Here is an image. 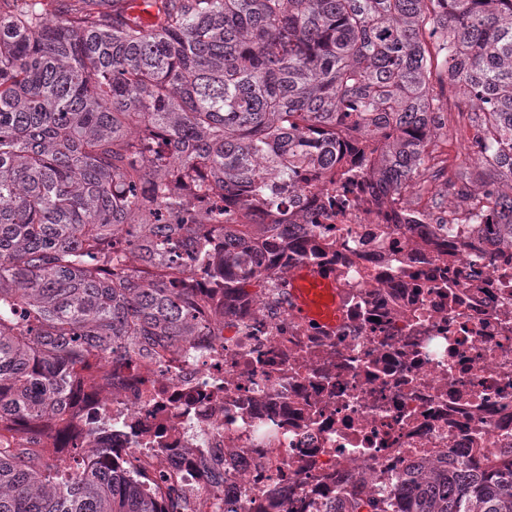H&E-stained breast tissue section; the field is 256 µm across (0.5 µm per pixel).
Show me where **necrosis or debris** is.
I'll return each mask as SVG.
<instances>
[{
    "label": "necrosis or debris",
    "mask_w": 512,
    "mask_h": 512,
    "mask_svg": "<svg viewBox=\"0 0 512 512\" xmlns=\"http://www.w3.org/2000/svg\"><path fill=\"white\" fill-rule=\"evenodd\" d=\"M336 148L250 289L200 304L204 335L103 363L43 447L109 421L108 447L190 512H213L217 480L226 512H352L423 464L512 459V237L381 195L360 138ZM303 266L333 278L336 328L296 311Z\"/></svg>",
    "instance_id": "obj_1"
}]
</instances>
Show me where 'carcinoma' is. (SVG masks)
<instances>
[{
	"mask_svg": "<svg viewBox=\"0 0 512 512\" xmlns=\"http://www.w3.org/2000/svg\"><path fill=\"white\" fill-rule=\"evenodd\" d=\"M129 2L0 0V512H187L108 448L63 469L36 426L102 360L202 335L179 283L249 285L339 128L384 136L391 196L444 209L452 186L469 223L512 228V0ZM354 510L512 512V466L450 462Z\"/></svg>",
	"mask_w": 512,
	"mask_h": 512,
	"instance_id": "1",
	"label": "carcinoma"
}]
</instances>
